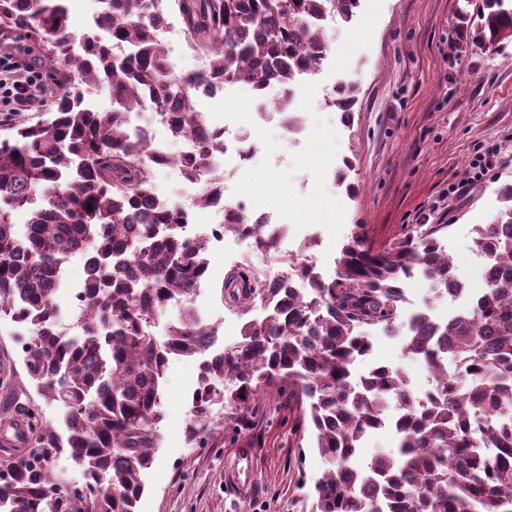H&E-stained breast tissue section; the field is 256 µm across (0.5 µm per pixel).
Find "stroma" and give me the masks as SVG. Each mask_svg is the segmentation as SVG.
Segmentation results:
<instances>
[{"mask_svg":"<svg viewBox=\"0 0 512 512\" xmlns=\"http://www.w3.org/2000/svg\"><path fill=\"white\" fill-rule=\"evenodd\" d=\"M460 0H360L347 23H329L331 53L319 83L297 86L293 108L304 125L294 138L278 123H256L254 90L239 83L198 96L197 109L212 125L247 134L251 160L227 182L233 199L271 210L287 229L285 241L324 279L336 276L337 253L353 225L364 224L375 248L388 247L420 224H444L441 242L470 291L480 286L481 256L473 229L492 223L503 204L499 189L512 184V44L498 53L462 47L455 26ZM356 84L350 117L327 105L324 85ZM492 163L487 177L467 195L448 188L469 173L479 156ZM249 241L234 234L210 247V277L193 306L218 329V347L240 338L247 317L262 313L223 302L225 273L245 266ZM16 326L0 320V356L16 364L15 377L0 384V420L27 405L35 389L21 369ZM370 363L399 367L415 388L425 378L420 362L402 352L400 337L375 329ZM200 357L170 361L154 462L145 476L137 512H305V498L327 471L313 436L296 444L295 417L284 389L259 395L247 412L216 410L205 447L188 443V398ZM254 450L257 487L236 496L224 483V460L240 443Z\"/></svg>","mask_w":512,"mask_h":512,"instance_id":"35a3bbf8","label":"stroma"}]
</instances>
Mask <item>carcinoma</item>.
I'll use <instances>...</instances> for the list:
<instances>
[{"label":"carcinoma","instance_id":"cac0c4a2","mask_svg":"<svg viewBox=\"0 0 512 512\" xmlns=\"http://www.w3.org/2000/svg\"><path fill=\"white\" fill-rule=\"evenodd\" d=\"M459 42L485 51L512 43V0H463ZM91 31L74 39L66 0H0V51L30 40L46 80L60 93L50 118L14 123L0 138V316L15 323L28 380L62 409L66 433L39 424L32 403L20 454L0 461V512H137L141 476L153 462L162 383L172 356L200 355L187 428L201 442L212 407L249 409L266 388H288L295 435L307 432L331 462L314 486L310 512H512V184L504 209L475 227L476 251L490 262L474 305L446 322L417 310L403 351L432 377L427 403L389 365L359 377L372 350L368 329L404 322V283L421 274L437 289L456 279L440 238L447 224H421L376 250L356 224L324 280L293 261L304 288L271 293L259 274L237 267L220 293L265 315L244 322L241 338L212 356L211 329L192 307L207 276L205 241L183 239V212L154 192L152 134L128 116L148 105L171 111V131L195 151L172 156L191 181L209 170L221 137L194 105L199 93L243 83L264 92L327 54L323 21H350L360 0H101ZM176 12L205 69L175 76L156 27ZM79 42L84 54L72 53ZM106 90L110 109H89L76 86ZM357 86L340 85L329 104L350 115ZM24 216L18 224L17 216ZM85 259L86 313L72 334L62 320L60 276ZM173 304L179 317L157 340L148 328ZM398 445L354 465L361 441L386 422ZM68 458L85 495L51 479Z\"/></svg>","mask_w":512,"mask_h":512}]
</instances>
